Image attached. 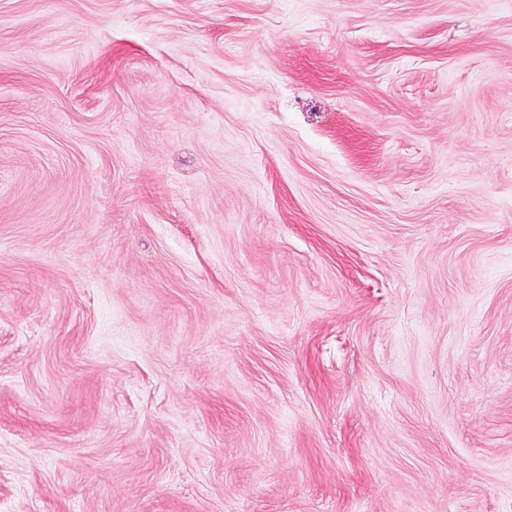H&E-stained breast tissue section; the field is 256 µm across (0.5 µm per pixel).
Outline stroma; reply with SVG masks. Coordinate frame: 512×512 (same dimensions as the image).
<instances>
[{
	"instance_id": "obj_1",
	"label": "stroma",
	"mask_w": 512,
	"mask_h": 512,
	"mask_svg": "<svg viewBox=\"0 0 512 512\" xmlns=\"http://www.w3.org/2000/svg\"><path fill=\"white\" fill-rule=\"evenodd\" d=\"M0 512H512V0H0Z\"/></svg>"
}]
</instances>
